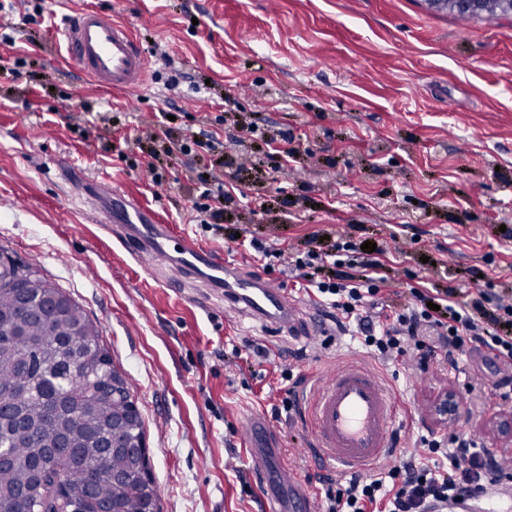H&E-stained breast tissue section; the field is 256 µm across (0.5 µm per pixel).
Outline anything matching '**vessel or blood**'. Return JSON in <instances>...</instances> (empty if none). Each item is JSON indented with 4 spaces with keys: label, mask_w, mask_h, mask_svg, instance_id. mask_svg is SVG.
<instances>
[{
    "label": "vessel or blood",
    "mask_w": 512,
    "mask_h": 512,
    "mask_svg": "<svg viewBox=\"0 0 512 512\" xmlns=\"http://www.w3.org/2000/svg\"><path fill=\"white\" fill-rule=\"evenodd\" d=\"M69 55L81 70L107 90H128L145 80L148 58L131 31L111 17L92 10L77 11L65 24ZM91 217L118 231L130 257L146 269L169 271L170 286L189 280L205 282L223 292L227 301L244 304L254 318L288 327L291 333L314 335L300 318L296 300L263 278L224 264L219 255L185 236L171 235L167 225L132 197L106 180H91L78 191ZM302 416L310 428L316 458L337 475H356L376 468L393 451L391 436L402 410L384 382L370 369L349 363L329 369L324 378L300 397ZM241 425L254 448L251 468L269 480L273 495L267 512H313V496L284 466H271L265 441L269 423L253 409L243 412Z\"/></svg>",
    "instance_id": "vessel-or-blood-1"
}]
</instances>
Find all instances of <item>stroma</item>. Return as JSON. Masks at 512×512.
I'll return each instance as SVG.
<instances>
[{
	"label": "stroma",
	"mask_w": 512,
	"mask_h": 512,
	"mask_svg": "<svg viewBox=\"0 0 512 512\" xmlns=\"http://www.w3.org/2000/svg\"><path fill=\"white\" fill-rule=\"evenodd\" d=\"M39 4L0 16L16 39L0 44V249L37 263L98 324L142 418L161 512H266L240 412L270 415L288 369L311 380L360 358L413 412L399 460L426 462L414 445L424 429L463 424L504 446L512 399L485 391L488 354L456 373L436 360L421 369L408 354H362L349 334L295 337L223 297L169 287L77 210L61 172L109 179L175 234L293 297L295 278L263 272L246 238L286 249L328 229L375 243L393 268L381 292L391 306L412 286L512 289V15L460 19L425 0H49L45 16ZM80 9L132 29L148 57L143 86L100 89L69 57L57 28ZM158 112L172 117L170 139L206 129L242 144L168 157L147 134ZM250 124L261 137L244 134ZM285 135L297 155L277 174ZM207 173L235 188L210 232L191 211ZM465 381L470 398L440 419V399ZM271 426L272 461L323 493L333 476L296 412Z\"/></svg>",
	"instance_id": "obj_1"
}]
</instances>
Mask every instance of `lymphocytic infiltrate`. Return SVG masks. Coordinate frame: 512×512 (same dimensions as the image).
Returning a JSON list of instances; mask_svg holds the SVG:
<instances>
[{"label": "lymphocytic infiltrate", "instance_id": "f902f5d3", "mask_svg": "<svg viewBox=\"0 0 512 512\" xmlns=\"http://www.w3.org/2000/svg\"><path fill=\"white\" fill-rule=\"evenodd\" d=\"M229 192L222 179L205 182L191 204L201 228L220 216ZM252 247L263 269L298 271L306 290L354 325L367 354L392 360L413 351L424 363L439 351L453 367L459 356L484 349L500 365L491 391L501 399L512 398V295L491 300L478 289L461 305L457 290L432 296L412 287L406 308L384 312L377 297L387 281L386 266L353 242L338 241L328 250L314 247L289 256L259 241ZM502 325L507 328L503 334L498 331ZM418 440L429 463H402L338 482L326 492L322 512H447L449 505L473 498L489 485L512 482V461L498 458L467 432H430Z\"/></svg>", "mask_w": 512, "mask_h": 512}]
</instances>
